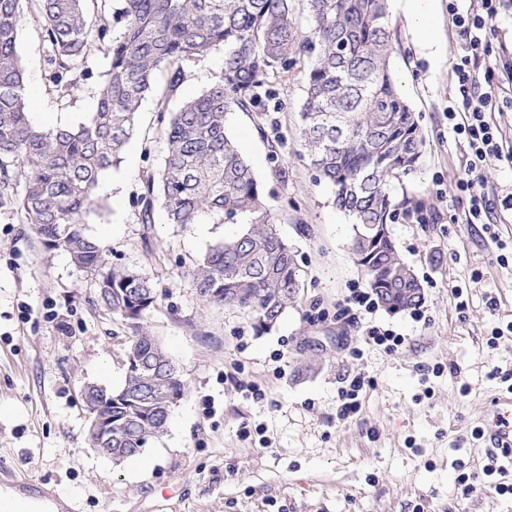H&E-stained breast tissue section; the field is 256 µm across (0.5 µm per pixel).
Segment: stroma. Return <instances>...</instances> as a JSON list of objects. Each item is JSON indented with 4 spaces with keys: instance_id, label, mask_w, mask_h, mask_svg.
<instances>
[{
    "instance_id": "stroma-1",
    "label": "stroma",
    "mask_w": 512,
    "mask_h": 512,
    "mask_svg": "<svg viewBox=\"0 0 512 512\" xmlns=\"http://www.w3.org/2000/svg\"><path fill=\"white\" fill-rule=\"evenodd\" d=\"M389 19L397 35L391 64L425 142L416 172L395 186L409 212L390 227L424 303L416 312L380 308L373 316L404 344L391 353L362 346V357L348 354L362 345V331L338 321L336 306L365 276L350 251L351 219L336 208L334 187L317 181L299 139L308 59L272 78L267 111L233 110L225 118L277 212L281 236L297 252L298 301L276 329L256 333L248 312L197 294L200 255L233 225L206 215L184 228L159 203L151 223H142V180L167 152L163 119L219 79L224 51L216 48L184 65L174 95L165 93L169 72H157L134 135L102 176L112 188L87 224L114 268L138 270L156 287L145 326L185 383L167 433L118 466L90 447L81 390L122 385L131 331L99 302L94 276L66 253L46 250L23 215L1 205L0 466L51 488L78 512H512V495L496 490L512 484V468L484 475L489 450L474 435L506 388L492 371H512V335L488 344L492 328L512 320V263L501 264L490 239L512 240V222L465 223L467 205L454 191L467 154L446 117L451 62L461 51L448 0H434L430 44L411 30L402 0H390ZM18 52L35 125L75 126L91 117L109 42L91 41L82 63L90 76L66 93L46 79L49 48L27 13ZM420 215L426 223H417ZM456 285L468 302L462 312L451 293ZM52 311L58 321L49 319ZM356 375L371 381L362 408L338 420L337 390ZM253 384L262 399L252 398ZM245 426L252 429L246 438ZM461 472L477 476L470 494L456 481Z\"/></svg>"
}]
</instances>
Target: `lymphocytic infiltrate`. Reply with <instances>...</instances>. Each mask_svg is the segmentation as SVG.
Listing matches in <instances>:
<instances>
[{"mask_svg": "<svg viewBox=\"0 0 512 512\" xmlns=\"http://www.w3.org/2000/svg\"><path fill=\"white\" fill-rule=\"evenodd\" d=\"M512 0H448V13L462 46L452 62L454 100L448 107V129L467 148L468 163L456 182L467 202L465 221L481 224L492 213L482 179L492 162L512 164V140L503 136L497 114L512 110L503 93L501 74L512 76V59L492 55L487 28Z\"/></svg>", "mask_w": 512, "mask_h": 512, "instance_id": "1", "label": "lymphocytic infiltrate"}]
</instances>
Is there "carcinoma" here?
Instances as JSON below:
<instances>
[{
	"mask_svg": "<svg viewBox=\"0 0 512 512\" xmlns=\"http://www.w3.org/2000/svg\"><path fill=\"white\" fill-rule=\"evenodd\" d=\"M310 25L297 28L293 0H122L111 60L95 112L77 127L44 129L28 117L18 25L30 5L51 49L50 82L67 92L87 76L79 69L89 43L109 38L106 12L87 0H0V198H9L43 246L66 252L81 271L99 277V301L132 330L123 384L86 385L89 409L112 411V437L90 433L93 448H110L122 463L167 430L184 395L179 371L143 330L156 302L151 280L107 267L104 246L87 231L98 207L102 175L131 138L139 103L159 69L179 86L183 64L224 47L220 80L174 113L166 129L161 171L145 178L143 221L161 198L170 223L197 224L203 215L237 225L210 246L194 273L208 304L247 310L259 333L272 331L298 293L294 249L277 230V213L225 130L232 110L265 111L268 79L308 56L299 135L311 163L335 188L336 206L352 218L351 252L378 304L390 313L424 303L423 287L389 231L408 200L393 184L416 171L424 149L418 118L397 87L390 57L388 0H307ZM24 168L14 189L5 161Z\"/></svg>",
	"mask_w": 512,
	"mask_h": 512,
	"instance_id": "1",
	"label": "carcinoma"
}]
</instances>
